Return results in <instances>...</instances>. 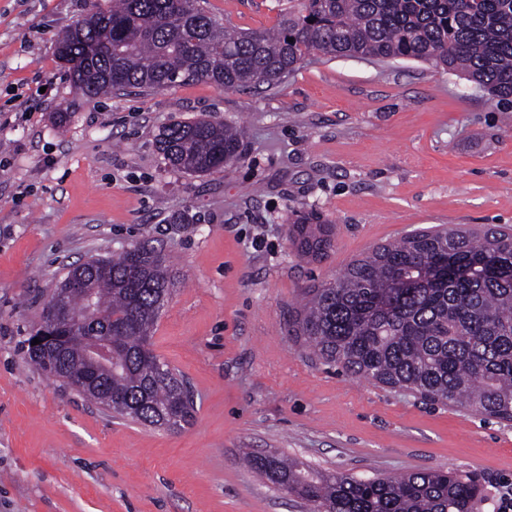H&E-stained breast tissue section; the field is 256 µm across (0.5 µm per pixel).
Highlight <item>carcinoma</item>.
I'll list each match as a JSON object with an SVG mask.
<instances>
[{
    "mask_svg": "<svg viewBox=\"0 0 512 512\" xmlns=\"http://www.w3.org/2000/svg\"><path fill=\"white\" fill-rule=\"evenodd\" d=\"M207 0H112L60 37L73 90L88 102L131 87L203 80L217 88L272 86L311 56L412 58L457 72L492 99L512 100V0H288L262 32H233ZM159 150L168 165L207 173L239 159L240 132L196 119L167 126ZM334 226L306 214L289 228L311 258L332 246ZM95 290L97 335L112 342L110 369L77 389L141 424L178 428L195 413L192 392L150 349L151 332L173 291L162 251L139 246L69 267ZM292 335L326 363L432 404L460 406L512 422V233L422 229L379 245L337 280L314 285L295 312ZM66 357L84 366L92 334L62 330ZM30 362L65 380L51 355ZM247 463L312 512H474L477 476L428 470L360 479L279 455Z\"/></svg>",
    "mask_w": 512,
    "mask_h": 512,
    "instance_id": "cac0c4a2",
    "label": "carcinoma"
}]
</instances>
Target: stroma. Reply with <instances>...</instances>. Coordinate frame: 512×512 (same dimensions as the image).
<instances>
[{
  "label": "stroma",
  "instance_id": "1",
  "mask_svg": "<svg viewBox=\"0 0 512 512\" xmlns=\"http://www.w3.org/2000/svg\"><path fill=\"white\" fill-rule=\"evenodd\" d=\"M95 3L112 0H0V512H310L246 467L249 451L358 478L473 473L478 512H500L512 423L355 378L289 320L375 245L437 224L512 227V112L420 60L323 57L269 87L90 103L56 44ZM207 8L235 31L279 13L277 0ZM199 118L243 129L233 166L166 164L162 130ZM304 211L335 227L316 260L288 241ZM142 245L176 279L151 348L195 395L178 431L113 417L26 354L68 266Z\"/></svg>",
  "mask_w": 512,
  "mask_h": 512
}]
</instances>
